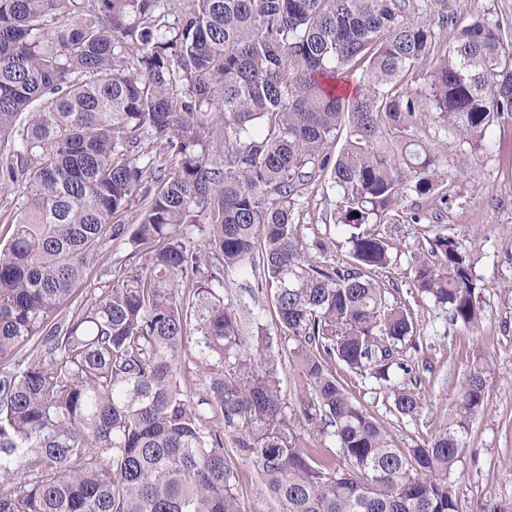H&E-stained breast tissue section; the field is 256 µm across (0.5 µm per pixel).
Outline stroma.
<instances>
[{
	"mask_svg": "<svg viewBox=\"0 0 512 512\" xmlns=\"http://www.w3.org/2000/svg\"><path fill=\"white\" fill-rule=\"evenodd\" d=\"M490 138L493 147L478 165L448 154L442 183L448 195L445 209L412 194L389 213L385 223L374 227L386 239L392 257L377 280L387 288L390 301L413 310L418 323L414 356L432 367L419 389V411L398 417L390 399L371 380L350 376L345 382L350 394L382 422L395 446L411 448L426 444L438 431L470 369L476 362L484 363L488 395L472 423L454 476L459 512H479L486 505L512 512V115L502 116ZM336 201L326 175L295 200L302 254L311 264L329 267L349 260L344 236L325 223ZM438 234L457 241L484 285L478 327L450 324L447 313L418 299L411 285L413 256L425 253ZM320 237L331 238L327 251L314 248ZM130 253V246L121 241L104 245L75 289L69 311L99 296L116 268L131 266ZM224 296L237 304L244 336H251L255 315L271 322L260 274L225 273Z\"/></svg>",
	"mask_w": 512,
	"mask_h": 512,
	"instance_id": "stroma-1",
	"label": "stroma"
}]
</instances>
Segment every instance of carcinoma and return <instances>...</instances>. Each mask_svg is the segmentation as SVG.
<instances>
[{
  "label": "carcinoma",
  "mask_w": 512,
  "mask_h": 512,
  "mask_svg": "<svg viewBox=\"0 0 512 512\" xmlns=\"http://www.w3.org/2000/svg\"><path fill=\"white\" fill-rule=\"evenodd\" d=\"M0 0V191L24 187L0 248V512H247L249 458L273 512H459L454 474L487 397L477 365L425 445L394 447L336 365L419 411L414 313L375 273L391 262L369 224L408 193L439 191L444 153L407 134L425 100L475 164L512 114L509 23L460 20L434 0L445 39L408 18L412 0ZM362 71L355 93L326 84ZM398 133L392 145L384 135ZM342 148L331 153L341 129ZM330 171L351 262H305L294 201ZM137 206L141 219L125 224ZM204 249L186 237L195 217ZM143 262L63 311L99 247ZM260 270L280 343L242 339L224 272ZM412 285L451 324L482 319L481 285L439 235ZM193 363L207 386L191 388ZM303 382L296 410L281 372ZM282 387L283 392L285 394L286 401L288 402V417L291 418V425L298 433V436L302 438V440L309 444H316L318 442V437L312 433L310 427L306 426L302 421L301 417L294 415L292 412L293 409L296 410L295 399L297 388L299 387V379L293 369L286 368L284 373L282 374ZM293 413V415H291Z\"/></svg>",
  "instance_id": "cac0c4a2"
}]
</instances>
